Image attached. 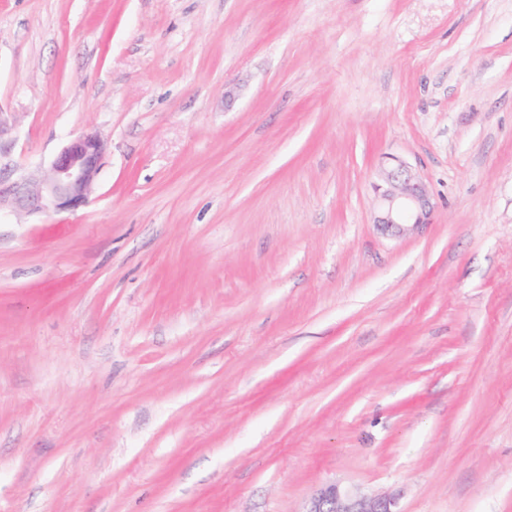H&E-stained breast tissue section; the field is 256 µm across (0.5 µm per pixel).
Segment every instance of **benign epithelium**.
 <instances>
[{
	"instance_id": "benign-epithelium-1",
	"label": "benign epithelium",
	"mask_w": 512,
	"mask_h": 512,
	"mask_svg": "<svg viewBox=\"0 0 512 512\" xmlns=\"http://www.w3.org/2000/svg\"><path fill=\"white\" fill-rule=\"evenodd\" d=\"M100 140L87 135L70 141L50 166L16 180L0 176V209L41 212L76 209L89 199L99 172ZM373 223L401 234L407 226L430 223L434 203L423 176L407 162L387 156L374 184ZM392 493H367L329 483L317 488L301 512H399Z\"/></svg>"
}]
</instances>
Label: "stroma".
<instances>
[{"label": "stroma", "instance_id": "stroma-1", "mask_svg": "<svg viewBox=\"0 0 512 512\" xmlns=\"http://www.w3.org/2000/svg\"><path fill=\"white\" fill-rule=\"evenodd\" d=\"M0 121L103 144L0 212V512H512V0H0ZM0 149V212H41L76 209L89 199L99 172L102 145L87 135L70 141L50 166L36 175L16 180L2 177ZM377 201L374 224L401 234L406 226L430 223L434 203L423 176L396 156H386L374 184ZM393 493H367L340 484L317 488L300 512H400Z\"/></svg>", "mask_w": 512, "mask_h": 512}]
</instances>
